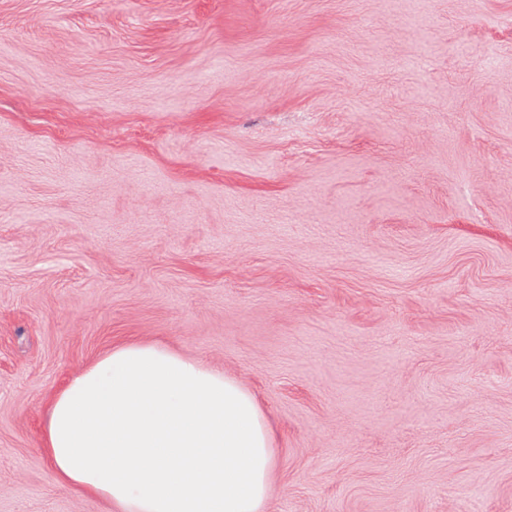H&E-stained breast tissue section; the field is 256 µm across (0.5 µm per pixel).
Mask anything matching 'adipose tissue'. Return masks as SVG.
Masks as SVG:
<instances>
[{
  "label": "adipose tissue",
  "instance_id": "ef3b65f1",
  "mask_svg": "<svg viewBox=\"0 0 512 512\" xmlns=\"http://www.w3.org/2000/svg\"><path fill=\"white\" fill-rule=\"evenodd\" d=\"M41 448L59 485L117 512H265L276 465L254 394L142 339L112 347L52 396Z\"/></svg>",
  "mask_w": 512,
  "mask_h": 512
}]
</instances>
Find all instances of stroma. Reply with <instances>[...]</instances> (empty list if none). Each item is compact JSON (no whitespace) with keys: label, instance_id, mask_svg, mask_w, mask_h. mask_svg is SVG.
<instances>
[{"label":"stroma","instance_id":"35a3bbf8","mask_svg":"<svg viewBox=\"0 0 512 512\" xmlns=\"http://www.w3.org/2000/svg\"><path fill=\"white\" fill-rule=\"evenodd\" d=\"M263 407L267 512H512V0H0V512L129 338Z\"/></svg>","mask_w":512,"mask_h":512}]
</instances>
